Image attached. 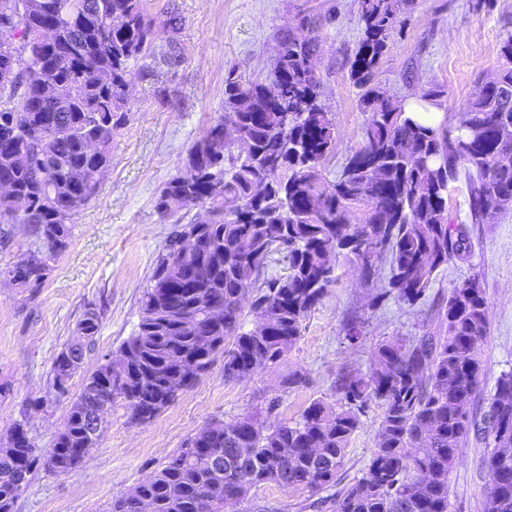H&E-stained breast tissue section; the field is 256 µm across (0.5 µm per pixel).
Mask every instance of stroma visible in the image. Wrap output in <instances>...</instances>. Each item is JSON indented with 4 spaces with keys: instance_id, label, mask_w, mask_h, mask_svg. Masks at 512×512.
<instances>
[{
    "instance_id": "35a3bbf8",
    "label": "stroma",
    "mask_w": 512,
    "mask_h": 512,
    "mask_svg": "<svg viewBox=\"0 0 512 512\" xmlns=\"http://www.w3.org/2000/svg\"><path fill=\"white\" fill-rule=\"evenodd\" d=\"M158 30L155 52L132 70L131 109L112 142V164L97 196L76 217L72 236L43 288L20 293L6 272L31 237L24 224H0V441L15 422H25L37 447H50L84 380L115 353L137 327L139 299L155 266L170 220L155 200L183 172L190 147L224 113V79L269 82L283 33L315 13L321 99L332 112L336 151L323 167L334 178L358 146L368 118L348 79L362 38L358 0H144ZM512 32V0H413L401 15L381 61L379 81L394 101L442 91L435 103L458 114L477 81L495 67L500 43ZM471 253L449 261L415 305L382 295L388 269L364 282L348 259L338 258L335 279L310 313L300 339L283 358L249 378L225 377L216 359L197 384L181 393L151 423L134 424L124 401L105 417L99 442L66 475L38 471L15 512H103L165 463L209 423L244 416L275 425L297 418L316 398L336 400V383L364 375L383 339L439 330L437 310L454 285L474 277L485 292L490 333L482 346L483 375L471 412L482 418L501 373L512 370V210L468 227ZM100 314L95 349L61 396L52 388L53 361L78 334L86 308ZM305 376L288 383L290 372ZM40 407H32V400ZM378 401H370L346 452L347 479L361 477L374 446ZM487 445L469 436L448 477L450 512H483L489 476ZM250 512H336L328 493L262 485L251 492Z\"/></svg>"
}]
</instances>
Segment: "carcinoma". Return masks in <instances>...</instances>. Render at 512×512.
I'll return each instance as SVG.
<instances>
[{"mask_svg": "<svg viewBox=\"0 0 512 512\" xmlns=\"http://www.w3.org/2000/svg\"><path fill=\"white\" fill-rule=\"evenodd\" d=\"M413 0H359L364 34L349 79L369 117L359 148L335 180L323 174L336 151L337 132L310 72L317 48L311 19L283 36L274 80L242 85L224 81V115L190 150L186 169L155 200L174 216L149 284L140 320L119 347L121 365L107 361L87 378L53 439L54 465L44 462L18 421L15 448L0 454V512H15L35 472L75 470L96 447L91 420L116 400L131 420L151 422L174 401L166 384L192 362L203 375L224 356V375L247 378L282 358L301 337L303 324L332 283V258L345 256L370 280L389 263L390 291L408 305L420 301L439 270L469 252L467 224L448 216L453 184L468 190L472 224L485 210L512 202V33L503 38L496 78L482 80L463 116L425 126L392 105L377 82L387 40ZM121 16L126 27H112ZM55 32V47L34 50L41 30ZM0 224H27L42 256L37 268L15 263L12 284L31 295L47 280L67 246L72 216L96 196L112 163V139L124 125L131 68L154 54L155 29L143 0H0ZM44 70L42 87L24 73ZM231 127L245 153L217 146L219 128ZM97 149L90 152L87 143ZM27 200L15 208L13 196ZM201 207L206 223L188 216ZM200 245L192 259H171L184 223ZM274 263L286 273L268 274ZM255 321L244 328V301ZM224 308V317L210 315ZM442 330L412 339L383 340L372 350L368 375H346L339 398L316 399L294 421L266 426L253 416L210 424L136 486L112 497L104 512H224L208 498L224 494L248 512L252 489L264 484L333 491L336 512H449L448 476L470 433L492 441L484 457L489 486L484 512H512V371L496 381L483 420L471 414L482 375V345L490 331L483 289L475 280L454 286L438 309ZM100 315L88 308L81 336L54 363L52 387L66 393L74 371L68 354L92 350ZM372 400L382 407L375 446L362 476L337 488L346 448Z\"/></svg>", "mask_w": 512, "mask_h": 512, "instance_id": "obj_1", "label": "carcinoma"}]
</instances>
